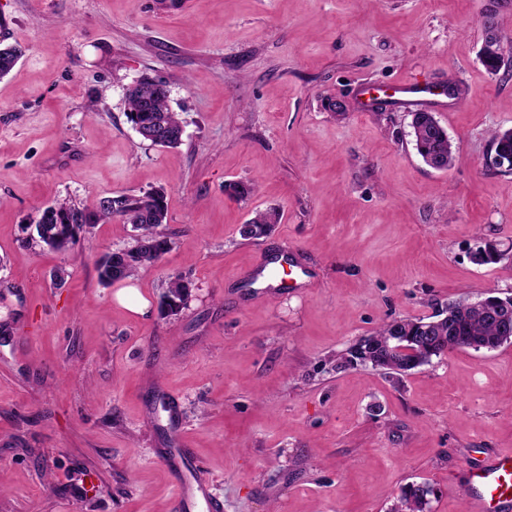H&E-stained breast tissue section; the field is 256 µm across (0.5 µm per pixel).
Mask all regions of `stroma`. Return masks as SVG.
<instances>
[{
	"label": "stroma",
	"mask_w": 512,
	"mask_h": 512,
	"mask_svg": "<svg viewBox=\"0 0 512 512\" xmlns=\"http://www.w3.org/2000/svg\"><path fill=\"white\" fill-rule=\"evenodd\" d=\"M490 12L512 37V0H0V44L24 49L0 78V512H175L155 456L174 427L224 512H389L424 481L431 512H464L467 467L512 452V342L397 382L331 361L385 322L512 296V174L486 164L512 128V64L480 61ZM145 77L184 122L178 147L127 118ZM403 78L458 93L434 112L446 171L418 156L409 109H358L361 83ZM229 181L256 190L237 201ZM159 188L172 246L130 280L146 314L95 268L130 225L66 253L20 244L56 201ZM269 208L275 231L243 238ZM484 239L506 260L474 263ZM272 254L308 287L252 284ZM178 274L192 296L166 318Z\"/></svg>",
	"instance_id": "1"
}]
</instances>
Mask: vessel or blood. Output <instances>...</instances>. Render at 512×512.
<instances>
[{
  "label": "vessel or blood",
  "mask_w": 512,
  "mask_h": 512,
  "mask_svg": "<svg viewBox=\"0 0 512 512\" xmlns=\"http://www.w3.org/2000/svg\"><path fill=\"white\" fill-rule=\"evenodd\" d=\"M359 96L361 109L365 112L374 111L384 101L393 105L442 107L446 104L437 85L410 78L398 81L391 86L389 93L382 96L372 85L362 84ZM263 268L273 272L276 285L286 284L292 288L306 285L304 277L286 270L281 261H265ZM160 461L173 479L175 512H195L201 506L206 512H224L223 504L211 497L208 483L198 471L191 449L182 447L179 441H172L170 447L162 449ZM464 500L467 512H512V454H496L471 466L467 471Z\"/></svg>",
  "instance_id": "1"
}]
</instances>
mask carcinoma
<instances>
[{
	"instance_id": "carcinoma-1",
	"label": "carcinoma",
	"mask_w": 512,
	"mask_h": 512,
	"mask_svg": "<svg viewBox=\"0 0 512 512\" xmlns=\"http://www.w3.org/2000/svg\"><path fill=\"white\" fill-rule=\"evenodd\" d=\"M481 51L483 66L491 73L501 69L497 50L501 38L485 29ZM20 59L15 46H0V78L7 76ZM129 118L134 128L148 129L164 126L169 138L163 146L174 148L182 144L183 125L168 104V90L160 87L156 96L145 102L130 93L127 95ZM412 137L417 154L431 168H448L453 164L456 150L447 130L430 112L413 116ZM491 151L512 156V129L496 130L491 135ZM255 190V185L241 181L224 184L231 198L243 200ZM118 218L131 225L136 234L134 245L105 254L97 264L99 280L110 284L126 279L152 266L169 252L172 241L159 227L168 223L164 191L155 189L142 195L116 194L114 205L103 208L80 207L68 201L57 202L38 212L37 221L46 226V233L37 239H24L27 247L47 246L66 251L90 234V228ZM280 220L276 211L257 212L243 224L241 235L260 239L272 231ZM505 254L486 242L473 255L478 265L498 264ZM190 282L181 276L172 278L162 298L172 303H185ZM512 337V297L488 294L478 300H460L429 318L394 319L381 325L374 333L363 336L336 357L338 370L357 366L378 368L390 376H400L429 364L454 349L475 351L494 350ZM433 488L424 483H411L400 488L392 512H429V496Z\"/></svg>"
}]
</instances>
